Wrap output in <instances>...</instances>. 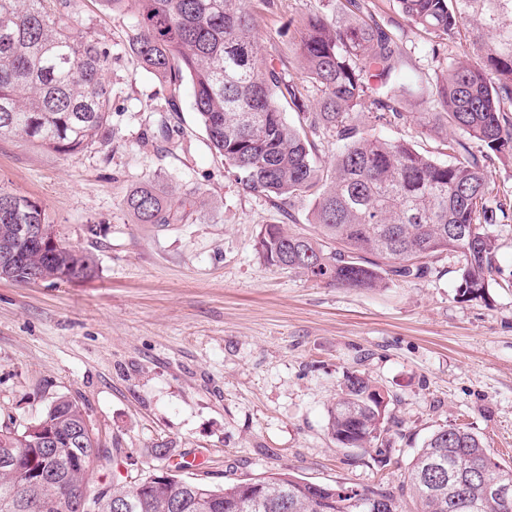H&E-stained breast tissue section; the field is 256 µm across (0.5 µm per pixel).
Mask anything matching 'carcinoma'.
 <instances>
[{
    "label": "carcinoma",
    "mask_w": 512,
    "mask_h": 512,
    "mask_svg": "<svg viewBox=\"0 0 512 512\" xmlns=\"http://www.w3.org/2000/svg\"><path fill=\"white\" fill-rule=\"evenodd\" d=\"M114 10L134 8L132 51L175 97L183 82L214 151L239 183L278 201L310 197L313 232L283 224L262 227L259 256L295 270L315 284L370 290L393 279H424L438 255L460 258L461 296L483 300L501 275L491 227L506 214L488 170L492 155L512 154V0H394L413 28L441 41L468 34L464 58L448 65L424 90L429 108L413 113L420 126L451 127L452 160L441 162L403 141L367 135V112L388 125L407 120L392 88L404 56L400 40L379 24L365 0H345L347 17L311 13L297 21L294 50L301 81L274 65L258 66L249 0H101ZM108 55L91 35L74 32L71 0H0V137L19 136L58 154L78 152L112 135ZM319 92L316 107L308 90ZM297 112L287 121L279 102ZM336 140L325 165L314 160V137ZM139 224L181 220L186 201L141 187L124 200ZM34 199L0 190V279L29 283L74 282L94 276L93 257L60 242L46 249L28 243L22 227L45 224ZM380 388L361 374L348 376L328 409L327 429L340 448H380L389 432ZM86 412L57 399L45 416L22 431L0 429V449L14 448L23 469L0 464V512L11 505L40 512L77 489L127 500V512H403L409 495L416 512H512L483 495L469 479L481 468L487 480L512 483V469L487 452L467 427L445 425L423 442L398 490L342 484L312 490L289 472L263 474L215 486L159 473L128 485L99 489L93 474L110 462L108 449L83 432ZM50 430L57 443H44ZM459 478L448 494V471Z\"/></svg>",
    "instance_id": "obj_1"
}]
</instances>
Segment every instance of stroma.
Instances as JSON below:
<instances>
[{
  "mask_svg": "<svg viewBox=\"0 0 512 512\" xmlns=\"http://www.w3.org/2000/svg\"><path fill=\"white\" fill-rule=\"evenodd\" d=\"M73 2L78 34L95 32L109 55L112 137L67 155L1 138L0 189L36 200L57 239L95 255L97 273L0 280V428L24 430L57 398L77 401L111 452L98 487L159 469L214 485L285 470L318 484L395 487L448 424L470 427L512 467V288L462 300L452 255L426 278L376 290L317 285L266 264L261 228L310 231L308 201L281 208L244 190L211 148L189 86L168 101L133 55V14ZM275 2L253 7L259 62L297 81L298 19L335 16L341 0ZM374 3L407 48L396 85L436 81L462 54L464 39L433 53L434 38L394 0ZM366 126L448 159L445 137L415 121ZM146 185L187 200L183 220L134 223L123 201ZM352 373L392 397L384 450L340 448L328 432V409Z\"/></svg>",
  "mask_w": 512,
  "mask_h": 512,
  "instance_id": "35a3bbf8",
  "label": "stroma"
}]
</instances>
